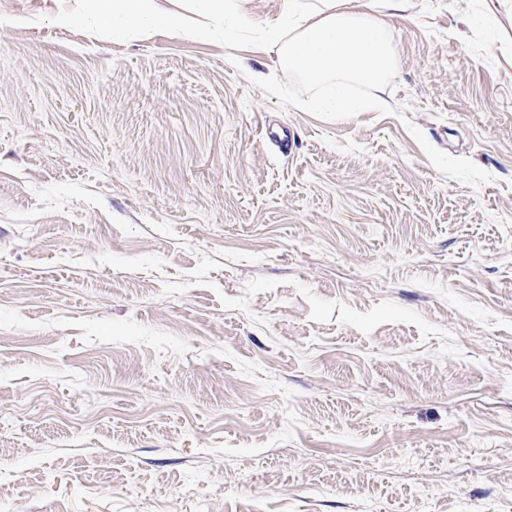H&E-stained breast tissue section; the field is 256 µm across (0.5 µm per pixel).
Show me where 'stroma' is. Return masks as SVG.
<instances>
[{
	"instance_id": "1",
	"label": "stroma",
	"mask_w": 512,
	"mask_h": 512,
	"mask_svg": "<svg viewBox=\"0 0 512 512\" xmlns=\"http://www.w3.org/2000/svg\"><path fill=\"white\" fill-rule=\"evenodd\" d=\"M154 2L0 0V512H512V7L322 112ZM151 0H108L106 6L112 14V21L124 22L129 27L152 26L160 17L153 14Z\"/></svg>"
}]
</instances>
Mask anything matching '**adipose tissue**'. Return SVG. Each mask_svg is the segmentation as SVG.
Returning <instances> with one entry per match:
<instances>
[{
    "label": "adipose tissue",
    "mask_w": 512,
    "mask_h": 512,
    "mask_svg": "<svg viewBox=\"0 0 512 512\" xmlns=\"http://www.w3.org/2000/svg\"><path fill=\"white\" fill-rule=\"evenodd\" d=\"M213 23L257 28L270 40L274 56L268 78L276 82L297 75L311 84L326 85L317 100L325 112L382 110L377 95L358 102L353 85L380 87L398 66L389 17L401 14L405 0H287L278 24L256 27L252 0H201Z\"/></svg>",
    "instance_id": "1"
}]
</instances>
